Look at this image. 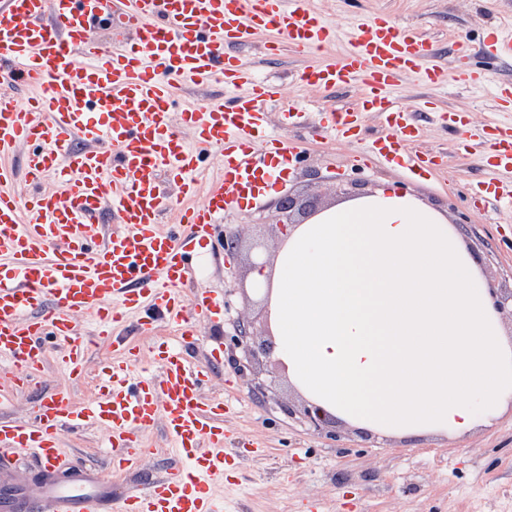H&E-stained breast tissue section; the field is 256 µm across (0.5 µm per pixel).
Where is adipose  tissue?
Returning <instances> with one entry per match:
<instances>
[{
    "mask_svg": "<svg viewBox=\"0 0 512 512\" xmlns=\"http://www.w3.org/2000/svg\"><path fill=\"white\" fill-rule=\"evenodd\" d=\"M251 281L290 385L337 420L461 438L512 408V336L462 229L396 184L289 225Z\"/></svg>",
    "mask_w": 512,
    "mask_h": 512,
    "instance_id": "1",
    "label": "adipose tissue"
}]
</instances>
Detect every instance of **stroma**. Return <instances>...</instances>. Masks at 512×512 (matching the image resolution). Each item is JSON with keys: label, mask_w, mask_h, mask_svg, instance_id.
<instances>
[{"label": "stroma", "mask_w": 512, "mask_h": 512, "mask_svg": "<svg viewBox=\"0 0 512 512\" xmlns=\"http://www.w3.org/2000/svg\"><path fill=\"white\" fill-rule=\"evenodd\" d=\"M310 6L334 27L336 41L328 54L339 56L351 31L380 16L400 29L429 36L432 49L447 71L445 82L429 84L414 77L403 78L392 90L402 104L412 107L410 117L419 136L417 150L439 152L446 163L431 174L418 177L407 169L384 163L359 168L354 158L365 150L362 132H379L380 117L373 112L359 115L361 133L337 140L320 129V114L349 106L360 95V86L325 90L305 87L296 76L323 63L325 55H299L288 48L266 53L262 40L233 46L242 63L276 87L264 102L268 130L294 142L301 152L290 176L273 186L257 208L229 212L206 241L203 251L192 253L188 272L178 289L184 298L210 290L224 297V319L203 323L190 337L188 353L198 359L209 355L207 343L221 344L220 361L206 393L224 399V440L237 459L220 493L227 512H512V410L472 435L454 439L428 435L414 442L397 437L378 438L357 427L335 422L322 433L307 431L300 423L279 412L278 402L300 403L278 361L260 363L255 378L239 375L230 359L232 321L247 315L254 331L267 337L268 324L261 302L249 288L253 242L273 256L280 231L276 226V202L289 193L299 203L325 206L341 200V191L360 180L361 192L385 183H397L426 204L447 212L449 223L462 228L466 243L478 261L488 284L502 296L512 294V211L487 203L469 207L468 185L486 178L488 166L479 136L492 123H512V110L500 109L492 83L512 84V59L489 63L490 84L480 86L458 80V45L480 47L489 33L502 23L512 24V0H310ZM430 102L432 112L416 111V104ZM462 114L456 130H448L440 110ZM301 110L308 119L289 128L280 121L282 112ZM250 227V239L234 252L221 246L225 235L237 225ZM113 350L102 347L92 353L83 378L65 381L54 364H47L38 389L16 395L1 413L7 419L25 416L28 408L58 385L68 384L76 402L95 395L93 374L111 358ZM261 393H254L253 383ZM66 456L85 461L111 484L114 499L145 486L176 462L162 427L143 438L145 454L133 471L111 468L104 448L106 434L89 427L79 434L61 432Z\"/></svg>", "instance_id": "stroma-1"}]
</instances>
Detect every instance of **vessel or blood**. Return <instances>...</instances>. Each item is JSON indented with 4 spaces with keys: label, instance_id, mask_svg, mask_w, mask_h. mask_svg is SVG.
I'll return each mask as SVG.
<instances>
[{
    "label": "vessel or blood",
    "instance_id": "b4317fda",
    "mask_svg": "<svg viewBox=\"0 0 512 512\" xmlns=\"http://www.w3.org/2000/svg\"><path fill=\"white\" fill-rule=\"evenodd\" d=\"M97 26L116 27V41L95 39ZM274 31L286 33L299 54L324 51L334 40L308 0H0V58L9 63L0 81L34 90L23 104L0 96V157L27 147L29 185L19 192L13 169L0 165V362L9 366L0 405L13 392L37 388L47 359L77 379L98 342L122 351L100 367L95 400L76 403L60 386L38 400L28 420L0 419V472L14 474L0 512H30L36 503L46 512H223L214 488L234 451L224 444L223 397L204 394L211 362L162 342L150 348L158 374L138 376L139 355L116 331L141 310L146 336L164 324L188 336L194 319L221 315V296L202 292L189 302L177 285L216 220L252 206L299 159L294 144L265 131L260 104L272 86L223 52L225 42ZM430 56L427 38L379 18L341 58L303 70L299 81L360 83L361 100L324 112L322 129L346 138L356 134L359 113H376L383 126L370 156L421 171L441 157L415 150L410 110L386 90L416 72L442 81ZM176 80L241 92L225 104L188 107L175 99ZM180 125L193 130L198 150L183 143ZM486 143L497 175L475 188L474 200L512 207V127L494 128ZM203 147L223 155L221 179L203 205L173 208L163 184L195 194ZM80 316L94 320V337L80 333ZM90 425L106 430L119 468H136L143 435L158 425L183 461L113 507L111 485L60 448L59 432ZM62 461L65 480L55 475Z\"/></svg>",
    "mask_w": 512,
    "mask_h": 512
}]
</instances>
